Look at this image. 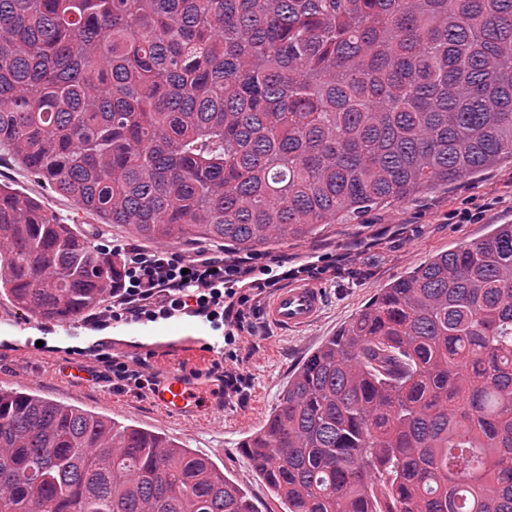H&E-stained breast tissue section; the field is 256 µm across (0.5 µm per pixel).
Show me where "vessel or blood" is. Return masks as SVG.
<instances>
[{
  "instance_id": "1",
  "label": "vessel or blood",
  "mask_w": 512,
  "mask_h": 512,
  "mask_svg": "<svg viewBox=\"0 0 512 512\" xmlns=\"http://www.w3.org/2000/svg\"><path fill=\"white\" fill-rule=\"evenodd\" d=\"M323 307L324 295L320 287L310 282H297L276 290L265 302L264 314L276 328L303 329L318 319ZM181 329V335L166 340L170 358L159 368V383L147 391L155 406L178 415L202 411L211 405L203 388L183 371V363L202 367L223 350L220 338L210 335L205 321H188L182 323Z\"/></svg>"
}]
</instances>
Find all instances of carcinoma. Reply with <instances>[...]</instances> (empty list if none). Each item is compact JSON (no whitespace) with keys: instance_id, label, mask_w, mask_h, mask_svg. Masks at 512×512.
<instances>
[{"instance_id":"cac0c4a2","label":"carcinoma","mask_w":512,"mask_h":512,"mask_svg":"<svg viewBox=\"0 0 512 512\" xmlns=\"http://www.w3.org/2000/svg\"><path fill=\"white\" fill-rule=\"evenodd\" d=\"M133 237L237 253L512 159V0H0V159ZM117 257L0 185V294L48 322ZM241 450L288 512H512V224L439 254ZM0 512H257L158 434L0 391Z\"/></svg>"}]
</instances>
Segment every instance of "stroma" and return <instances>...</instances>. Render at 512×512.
<instances>
[{"instance_id":"stroma-1","label":"stroma","mask_w":512,"mask_h":512,"mask_svg":"<svg viewBox=\"0 0 512 512\" xmlns=\"http://www.w3.org/2000/svg\"><path fill=\"white\" fill-rule=\"evenodd\" d=\"M0 183L39 199L67 219L89 240L109 246L131 243L122 226L98 223L74 203L13 163H0ZM472 204L486 206L475 224H454L451 212ZM512 224V160L477 180H462L425 190L401 203L372 208L346 224H330L312 238L263 247L247 281L284 286L286 270L302 265L336 266L341 275L324 274L316 285L326 300L319 318L298 331H280L251 309L243 327L217 319L224 356L237 361L246 380L239 393L213 398L210 412L173 415L152 404L143 390L117 387L102 373L106 363H144L157 371L164 352L139 353L114 344L112 323L95 309L75 319L73 337L59 336L55 325L36 319L0 297V389L28 391L57 403L105 415L192 449L224 469L256 505L258 512H287L285 503L254 471L240 443L265 425L280 395L303 360L336 335L368 305L381 288L434 255L484 237L497 225ZM79 361L91 381L66 377V363ZM232 456H224V449Z\"/></svg>"}]
</instances>
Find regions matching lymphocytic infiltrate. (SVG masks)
<instances>
[{"instance_id": "obj_1", "label": "lymphocytic infiltrate", "mask_w": 512, "mask_h": 512, "mask_svg": "<svg viewBox=\"0 0 512 512\" xmlns=\"http://www.w3.org/2000/svg\"><path fill=\"white\" fill-rule=\"evenodd\" d=\"M122 283L118 306L122 313L137 314L159 304L161 310L198 312L223 305L236 307L244 319L249 295L235 294L232 285L250 272L246 260H224L220 255L187 257L168 250H146L126 246L119 251Z\"/></svg>"}]
</instances>
